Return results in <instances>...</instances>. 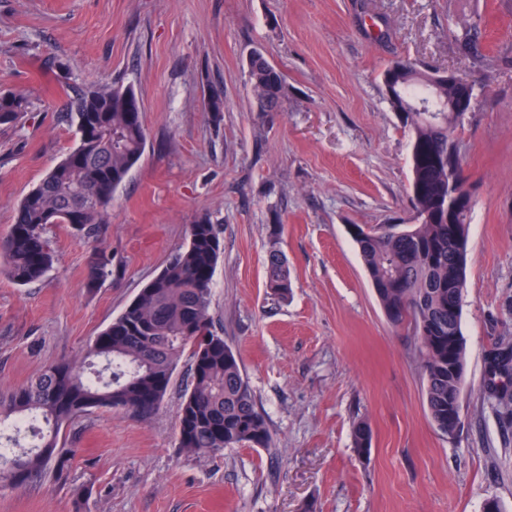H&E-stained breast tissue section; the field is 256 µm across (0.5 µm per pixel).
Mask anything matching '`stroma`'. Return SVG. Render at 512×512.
<instances>
[{
  "label": "stroma",
  "mask_w": 512,
  "mask_h": 512,
  "mask_svg": "<svg viewBox=\"0 0 512 512\" xmlns=\"http://www.w3.org/2000/svg\"><path fill=\"white\" fill-rule=\"evenodd\" d=\"M463 18L481 24L482 63L459 52ZM255 49L284 76L282 111L252 108ZM396 57L489 86L456 130L475 205L450 436L429 416L417 340L387 322L349 232L413 221L408 133L381 79ZM92 82L136 89L145 150L98 237L54 225L41 281L0 271V388L80 359L205 218L221 242L211 329L239 357L272 443L179 448L185 356L152 415L77 417L63 474L0 489V512H482L490 499L512 512V423L483 395L489 356L512 343V0H0V88L31 101L0 125V238L75 143L64 89ZM215 91L218 114L205 109ZM101 246L111 262L91 289ZM274 246L284 300L266 288ZM267 288L277 299L288 298V292L292 288L288 266L283 254L272 249L268 255L267 261Z\"/></svg>",
  "instance_id": "stroma-1"
}]
</instances>
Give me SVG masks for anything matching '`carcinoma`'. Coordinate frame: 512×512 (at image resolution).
Instances as JSON below:
<instances>
[{"label": "carcinoma", "mask_w": 512, "mask_h": 512, "mask_svg": "<svg viewBox=\"0 0 512 512\" xmlns=\"http://www.w3.org/2000/svg\"><path fill=\"white\" fill-rule=\"evenodd\" d=\"M462 54L478 61L479 23L457 36ZM251 96L257 111H280L284 79L267 60L248 58ZM403 57L382 73L387 100L408 129L411 202L414 223L364 228L354 225L356 244L375 296L388 320L409 326L417 336V358L425 380L427 409L434 425L448 433V421L461 420L460 394L466 355L462 301L467 277V245L472 209L448 220V141L462 123L448 108L447 79ZM107 85L70 86L63 111L76 122L73 150L21 200L16 222L0 239V263L19 285L42 278L54 261L47 230L54 224L91 234L105 223L112 198L141 159L146 144L143 122L117 107L124 91ZM431 113L422 117L418 103ZM28 97L0 90V125H16L28 112ZM220 239L209 220L188 227L180 249L119 316L87 347V357H104L106 368L86 372L85 361L53 364L30 383L0 392V488L42 477L59 458L58 438L73 419L93 408L146 416L163 401L176 366L192 359L191 383L179 414L178 445L188 453H218L236 445L269 446L263 416L245 380L240 360L224 337L210 329L212 281ZM108 258L99 251L87 273L93 288ZM267 288L277 299L292 288L283 254L272 249ZM484 394L512 418V347L489 362Z\"/></svg>", "instance_id": "carcinoma-1"}]
</instances>
